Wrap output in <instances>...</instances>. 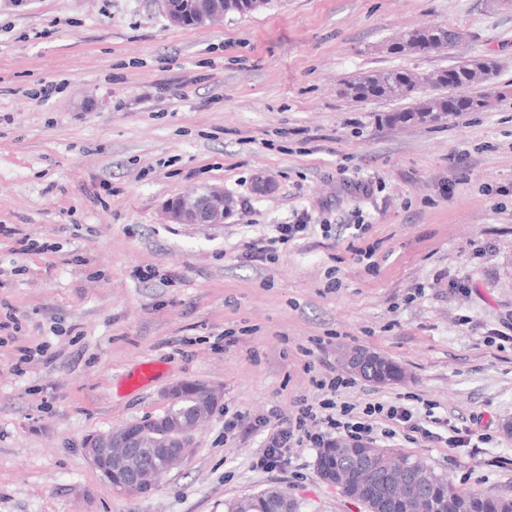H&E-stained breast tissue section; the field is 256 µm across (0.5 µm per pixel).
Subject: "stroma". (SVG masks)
Returning <instances> with one entry per match:
<instances>
[{"mask_svg": "<svg viewBox=\"0 0 512 512\" xmlns=\"http://www.w3.org/2000/svg\"><path fill=\"white\" fill-rule=\"evenodd\" d=\"M434 25L471 37L389 53ZM461 60L496 64L457 91L484 110L395 126L407 101L340 93ZM213 186L234 202L224 223L163 220L167 200ZM303 214L275 262L243 256ZM1 224L0 321L16 325L0 331V512H224L272 486L303 512H364L312 446L254 466L256 420L318 398L347 346L406 378L355 379L337 403L436 405L432 438L382 420L374 445L512 500V342L487 343L512 335V0H272L206 27L171 24L157 0H0ZM144 362L158 371L132 386ZM181 381L220 387L218 410L151 493H115L86 438L163 414ZM229 413L243 422L228 434ZM454 428L490 441L450 447Z\"/></svg>", "mask_w": 512, "mask_h": 512, "instance_id": "1", "label": "stroma"}]
</instances>
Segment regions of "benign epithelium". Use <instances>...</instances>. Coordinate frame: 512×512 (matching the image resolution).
<instances>
[{
  "label": "benign epithelium",
  "mask_w": 512,
  "mask_h": 512,
  "mask_svg": "<svg viewBox=\"0 0 512 512\" xmlns=\"http://www.w3.org/2000/svg\"><path fill=\"white\" fill-rule=\"evenodd\" d=\"M224 17L223 0H212L197 14L203 27ZM167 222L173 224H222L228 213L224 191L209 187L186 196L168 200L162 207ZM377 354L362 348L349 350L344 356L345 366L365 379L373 377ZM189 387L202 390L198 406L184 418H172L169 408L178 404ZM168 410L157 417L126 423L107 432L86 439L84 453L92 465L120 494L152 492L159 482L152 465L154 452L146 449L147 437L164 440L158 452L165 457V471L180 466L189 448L194 446L195 434L202 422L211 417L222 400V392L206 383L178 382L164 391ZM391 488L406 500L414 501L425 492V484L413 472H389Z\"/></svg>",
  "instance_id": "7a95c632"
}]
</instances>
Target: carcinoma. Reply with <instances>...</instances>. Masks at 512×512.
<instances>
[{
	"label": "carcinoma",
	"mask_w": 512,
	"mask_h": 512,
	"mask_svg": "<svg viewBox=\"0 0 512 512\" xmlns=\"http://www.w3.org/2000/svg\"><path fill=\"white\" fill-rule=\"evenodd\" d=\"M269 0H224L227 12L246 15L265 7ZM448 46V29L443 26L413 28L402 33L397 42L389 44L393 54H424ZM474 64L462 62L448 69L431 74L416 75L407 70L387 69L363 73L343 83L344 95L356 100L388 98L404 100L413 96L423 87L436 89H457L477 83L473 75ZM486 106V99L478 97H458L454 94H438L425 98L409 108L394 112L387 117L393 124L428 122L452 112H474ZM375 380L399 379L403 371L395 362L384 357L376 365ZM371 457L378 466L377 472L409 470L422 476L426 493L416 502H408L383 485L372 492L359 491L348 475L353 473L355 463ZM318 461L332 475V483H345L343 493L362 505H367L371 494L384 497L389 504L385 512H503V500L475 492H462L455 489L444 477L436 474L419 460H411L394 448H378L368 443L360 447L348 448L341 440L328 443L318 453ZM286 492L270 487L257 493L224 504L225 512H282L285 509Z\"/></svg>",
	"instance_id": "1"
}]
</instances>
